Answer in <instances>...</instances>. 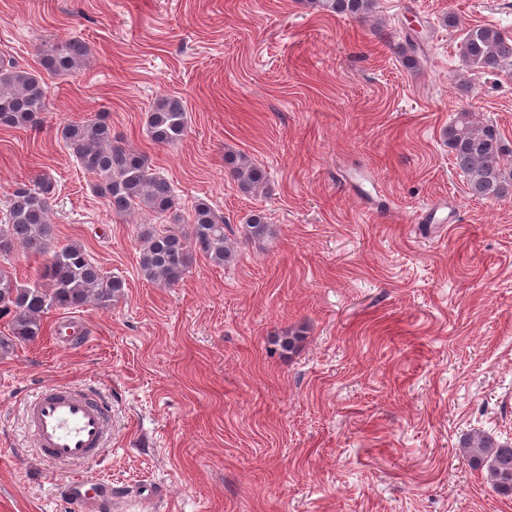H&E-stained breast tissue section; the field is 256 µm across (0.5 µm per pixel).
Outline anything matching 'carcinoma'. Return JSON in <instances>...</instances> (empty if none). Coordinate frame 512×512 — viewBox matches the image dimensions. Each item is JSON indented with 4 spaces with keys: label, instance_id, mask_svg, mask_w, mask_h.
I'll use <instances>...</instances> for the list:
<instances>
[{
    "label": "carcinoma",
    "instance_id": "carcinoma-1",
    "mask_svg": "<svg viewBox=\"0 0 512 512\" xmlns=\"http://www.w3.org/2000/svg\"><path fill=\"white\" fill-rule=\"evenodd\" d=\"M323 12L364 19L375 12L377 0H312ZM41 65L54 75H67L82 66L87 46L78 39H59L39 48ZM466 63L483 72H494L512 63V36L494 27L468 29L463 40ZM47 110L42 78L13 61L0 63V126L36 128ZM151 140L162 146L177 143L187 128V113L181 99L164 97L147 114ZM62 138L81 167L97 177L96 193L112 211L124 216L136 208L157 215L176 204L172 184L152 171L147 155L128 147L112 131L106 112L68 123ZM448 149L457 169L466 177L469 193L480 200H495L512 192V172L506 173L503 157L512 150L492 124H477L463 108L448 125ZM240 189L253 193L265 189L267 173L243 155L226 154ZM53 184L37 177L14 191L4 219L0 220V256L21 248L28 255H41L44 262L34 280L26 285L0 269V319L9 318L12 337H0V349L14 341H33L42 334L43 316L51 309L73 310L88 304L109 308L125 295V282L108 276L78 243H53L49 212ZM272 232L262 211L252 213L241 225V237L259 242ZM200 254L218 266H228L238 256L237 238L224 217L205 201L193 207L192 221L183 230L176 227L144 233L139 252L143 276L164 286L176 285ZM468 464L483 470L493 491L512 499V442L476 435L467 445Z\"/></svg>",
    "mask_w": 512,
    "mask_h": 512
}]
</instances>
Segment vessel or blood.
<instances>
[{"label":"vessel or blood","instance_id":"b4317fda","mask_svg":"<svg viewBox=\"0 0 512 512\" xmlns=\"http://www.w3.org/2000/svg\"><path fill=\"white\" fill-rule=\"evenodd\" d=\"M57 340L68 348L86 340L84 327L62 321L55 328ZM108 408L104 399L76 386L49 383L24 407V423L41 457L78 465L100 460L108 451ZM71 512H115L121 499L111 485L76 476L62 486Z\"/></svg>","mask_w":512,"mask_h":512}]
</instances>
